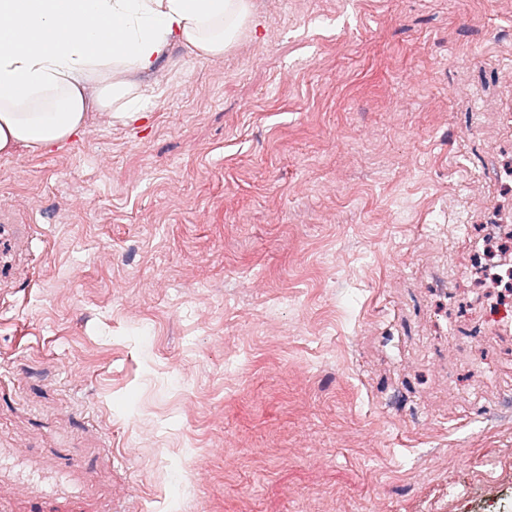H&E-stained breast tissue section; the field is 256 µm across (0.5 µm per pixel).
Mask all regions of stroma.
Listing matches in <instances>:
<instances>
[{"label": "stroma", "mask_w": 512, "mask_h": 512, "mask_svg": "<svg viewBox=\"0 0 512 512\" xmlns=\"http://www.w3.org/2000/svg\"><path fill=\"white\" fill-rule=\"evenodd\" d=\"M148 118L0 155V449L100 512H512V0H250Z\"/></svg>", "instance_id": "obj_1"}]
</instances>
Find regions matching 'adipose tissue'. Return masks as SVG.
Returning <instances> with one entry per match:
<instances>
[{"label":"adipose tissue","instance_id":"adipose-tissue-1","mask_svg":"<svg viewBox=\"0 0 512 512\" xmlns=\"http://www.w3.org/2000/svg\"><path fill=\"white\" fill-rule=\"evenodd\" d=\"M250 18L249 0H0V154L60 146L93 110L144 119L135 76L177 44L222 55Z\"/></svg>","mask_w":512,"mask_h":512}]
</instances>
